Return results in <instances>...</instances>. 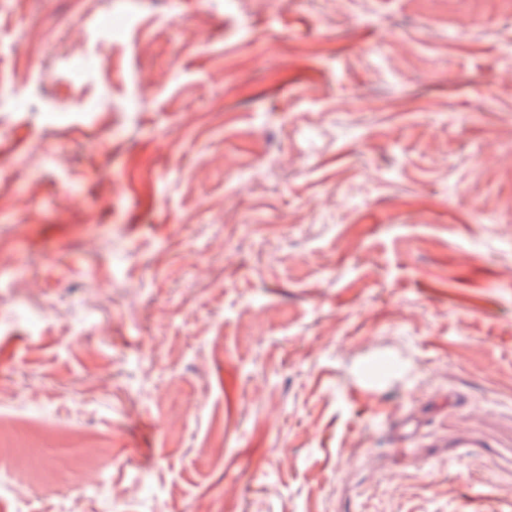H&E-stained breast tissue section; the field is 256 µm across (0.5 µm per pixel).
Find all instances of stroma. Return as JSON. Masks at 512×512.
<instances>
[{"label":"stroma","instance_id":"35a3bbf8","mask_svg":"<svg viewBox=\"0 0 512 512\" xmlns=\"http://www.w3.org/2000/svg\"><path fill=\"white\" fill-rule=\"evenodd\" d=\"M0 426L103 464L5 512H512V0H0Z\"/></svg>","mask_w":512,"mask_h":512}]
</instances>
